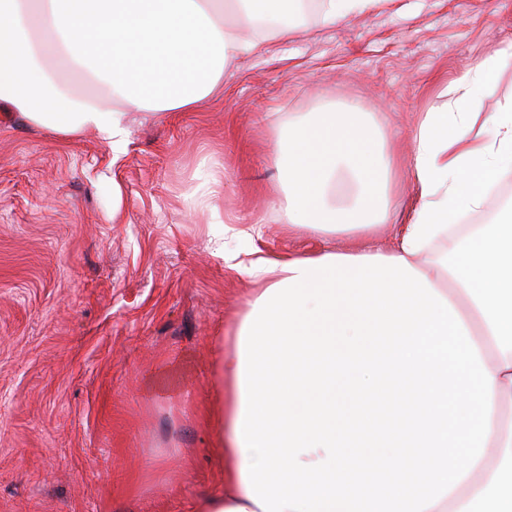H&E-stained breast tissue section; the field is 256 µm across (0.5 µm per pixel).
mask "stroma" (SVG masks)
<instances>
[{
  "instance_id": "1",
  "label": "stroma",
  "mask_w": 512,
  "mask_h": 512,
  "mask_svg": "<svg viewBox=\"0 0 512 512\" xmlns=\"http://www.w3.org/2000/svg\"><path fill=\"white\" fill-rule=\"evenodd\" d=\"M491 55L484 116L512 95V0H381L256 38L212 97L132 115L117 150L0 108V512H196L223 493L215 418L234 386L219 376L256 294L227 255L393 246L386 225L282 223L279 128L361 107L398 191L420 113Z\"/></svg>"
}]
</instances>
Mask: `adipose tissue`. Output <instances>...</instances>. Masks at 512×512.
<instances>
[{"instance_id": "adipose-tissue-1", "label": "adipose tissue", "mask_w": 512, "mask_h": 512, "mask_svg": "<svg viewBox=\"0 0 512 512\" xmlns=\"http://www.w3.org/2000/svg\"><path fill=\"white\" fill-rule=\"evenodd\" d=\"M234 2L288 33L294 0ZM251 46L225 25L224 0H0V101L60 138L96 128L116 150L129 114L195 109ZM500 69L485 58L420 120L417 200L395 251L246 267L260 288L221 371L235 385L218 431L224 492L199 512H512V204L458 222L512 173V97L471 133ZM280 135L284 223L366 230L387 217L395 158L365 112L326 107ZM343 176L358 191L339 205Z\"/></svg>"}]
</instances>
